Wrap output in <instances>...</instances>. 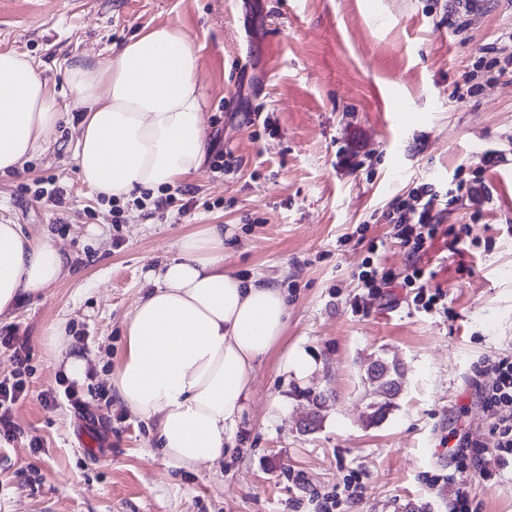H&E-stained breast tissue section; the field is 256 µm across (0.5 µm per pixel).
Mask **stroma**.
<instances>
[{"instance_id": "35a3bbf8", "label": "stroma", "mask_w": 512, "mask_h": 512, "mask_svg": "<svg viewBox=\"0 0 512 512\" xmlns=\"http://www.w3.org/2000/svg\"><path fill=\"white\" fill-rule=\"evenodd\" d=\"M484 2L462 28L453 0H0V51L26 54L59 90L66 64L178 27L197 54L206 140L232 162L204 160L143 205L115 206L81 181L70 112L21 171L0 176V221L53 239L68 268L0 315L15 331L0 378L26 386L15 437L0 440V512H314L312 491L343 492L352 476L363 499L340 512H452L451 473L470 512H512V462L493 457L494 417L478 397L480 369L512 355V72L501 69L512 0ZM343 147L362 168L340 164ZM476 174L484 194L448 204L418 261L447 313L418 309L403 288L365 296V258L398 277L408 264L389 235L396 197ZM167 197L174 205L156 208ZM211 224L224 228L225 273L286 288L288 325L256 366L231 454L175 468L153 426L124 414L110 373L152 272ZM59 322L89 364L80 411L41 402L65 388L49 344ZM380 356L400 364L402 391L369 425L365 370Z\"/></svg>"}]
</instances>
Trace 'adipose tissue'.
I'll return each instance as SVG.
<instances>
[{"instance_id":"ef3b65f1","label":"adipose tissue","mask_w":512,"mask_h":512,"mask_svg":"<svg viewBox=\"0 0 512 512\" xmlns=\"http://www.w3.org/2000/svg\"><path fill=\"white\" fill-rule=\"evenodd\" d=\"M196 61L179 28L157 26L108 61L69 64L60 95L26 54L0 51V175L20 171L66 110L84 115L75 159L96 193L126 199L192 175L207 152ZM64 263L50 238L0 223V314L54 285ZM152 279L125 321L112 389L154 426L171 465L220 463L257 362L285 334L288 296L262 278L225 273L215 225L182 237Z\"/></svg>"}]
</instances>
